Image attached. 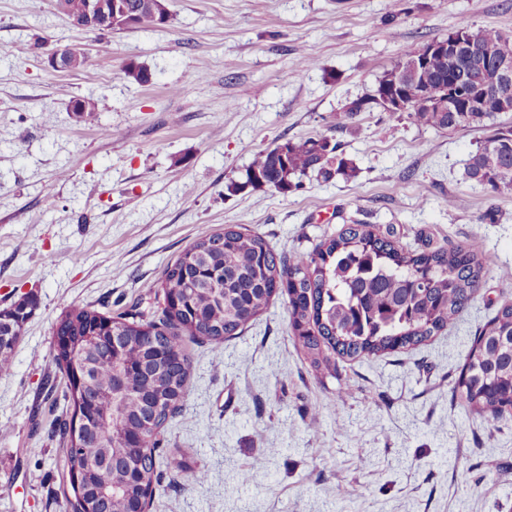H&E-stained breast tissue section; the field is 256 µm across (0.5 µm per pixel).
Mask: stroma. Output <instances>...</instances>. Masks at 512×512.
<instances>
[{
	"mask_svg": "<svg viewBox=\"0 0 512 512\" xmlns=\"http://www.w3.org/2000/svg\"><path fill=\"white\" fill-rule=\"evenodd\" d=\"M167 6L161 27L99 34L72 28L55 0H0V309L37 300L0 376V487L15 489L0 512H68L74 497L52 436L69 413L52 326L70 306L148 320L150 284L200 236L242 224L309 252L356 220L416 251L481 238L491 263L475 300L427 344L339 361L335 378L295 346L282 296L221 351L188 339L185 400L156 455L181 451L206 479L162 472L149 512H512V420L465 418L455 392L475 335L512 299V194L462 178L485 132L384 112L336 126L409 47L462 20L512 33V0ZM59 48L86 65L51 68ZM301 53L315 62L302 76ZM88 99L91 118L75 122L71 105ZM316 136L339 144L355 179L227 191L260 150ZM491 207L496 222L481 223Z\"/></svg>",
	"mask_w": 512,
	"mask_h": 512,
	"instance_id": "35a3bbf8",
	"label": "stroma"
}]
</instances>
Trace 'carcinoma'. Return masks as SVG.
<instances>
[{"instance_id":"cac0c4a2","label":"carcinoma","mask_w":512,"mask_h":512,"mask_svg":"<svg viewBox=\"0 0 512 512\" xmlns=\"http://www.w3.org/2000/svg\"><path fill=\"white\" fill-rule=\"evenodd\" d=\"M472 41L471 57L462 61L470 82L466 93L483 91L488 75L474 64L481 50L512 35L498 29H473L465 21L454 28ZM422 46L383 73L385 83L406 70ZM450 65L434 57L416 83L406 86L410 100L427 89L433 95L448 88ZM336 113V127L347 129L360 111L385 108L365 95ZM419 127L437 131L487 128L482 143L464 168L466 181L488 186L497 194L512 193V123L492 103L471 112H438L420 106L408 112ZM325 180L334 175L357 176L353 161L338 153L325 136L286 141L258 152L230 191L268 188L287 193L307 176ZM490 265L480 239L463 245L416 252L392 234L381 235L367 224H347L337 235L308 253L284 255L261 235L240 224H226L187 246L154 284L162 302L150 321L136 314L107 316L88 306L71 308L52 327L54 336L84 335L99 329L104 341L91 359L90 380L108 390L116 376L125 391L91 403L69 381L73 359L66 350L52 352V362L66 379L64 399L77 412L85 406L94 415L92 427L74 433V419L56 429L69 472L80 476L71 507L74 512H132L142 488L155 480V452L170 421L182 409L190 375V355L184 337L202 336L215 351L240 335L276 296L288 301V316L297 347L316 369L337 378L336 404L350 391L338 378L336 360H356L415 348L430 341L470 306ZM36 305L25 297L0 310L4 334L17 337ZM164 351L159 365L153 350ZM459 405L466 415L488 421L512 417V300H504L474 337L457 383ZM147 428L149 446L125 447V437ZM165 464L177 481L194 486L205 479L183 454L170 453Z\"/></svg>"}]
</instances>
